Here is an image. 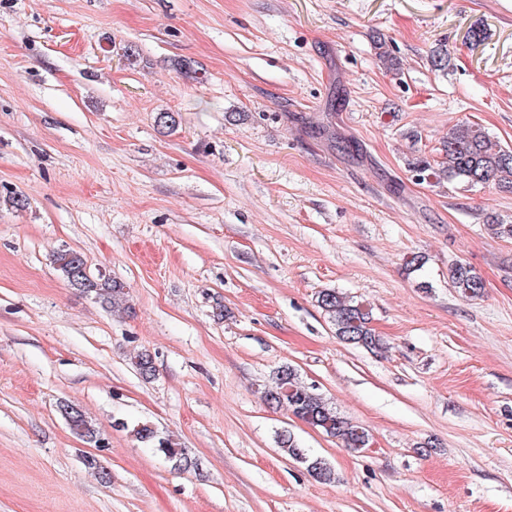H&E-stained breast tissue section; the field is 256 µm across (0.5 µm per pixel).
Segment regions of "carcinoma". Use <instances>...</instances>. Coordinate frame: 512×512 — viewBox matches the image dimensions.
Here are the masks:
<instances>
[{"instance_id": "carcinoma-1", "label": "carcinoma", "mask_w": 512, "mask_h": 512, "mask_svg": "<svg viewBox=\"0 0 512 512\" xmlns=\"http://www.w3.org/2000/svg\"><path fill=\"white\" fill-rule=\"evenodd\" d=\"M376 49L377 58L385 69H399L400 61L386 49L384 41H377ZM441 154L442 161L435 167L424 158L412 163L416 177L420 180L446 179L470 187L492 182L500 191L512 193V150L491 140L482 127L462 125L453 129L442 142ZM52 262L70 286L113 308L126 306L128 291L123 283L104 275L89 278L83 274L82 266L87 264V260L82 252L62 248L54 252ZM448 279L452 287L469 298L480 296L484 289L482 278L461 262L450 267ZM318 303L335 325L336 336L340 339L371 350L384 348L383 339L370 327V313L363 304L334 289L320 292ZM132 364L142 377L148 379L153 375L154 362L150 354H136ZM263 399L272 409L287 408L304 423L340 440L346 448L357 450L369 445L370 437L365 428L353 424L320 395L304 386L294 369L288 366L277 371L272 385L263 392ZM70 430L87 443L98 442V430L81 411L74 414ZM131 433L136 440L156 449L175 466L186 470L195 465L174 438L160 434L152 424L137 423ZM277 443L290 458L307 465L308 471L318 480L334 479L331 467L323 459L309 456L290 432L279 433Z\"/></svg>"}]
</instances>
